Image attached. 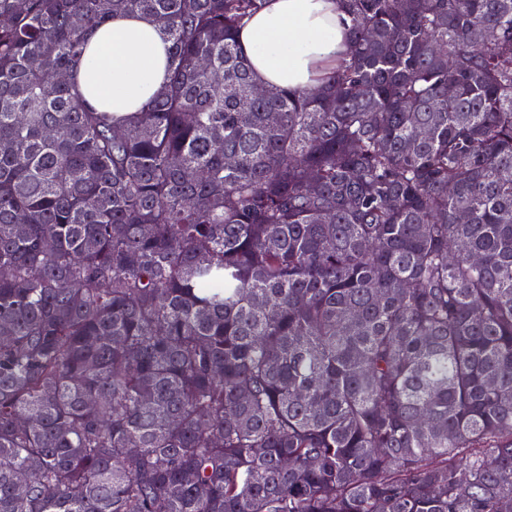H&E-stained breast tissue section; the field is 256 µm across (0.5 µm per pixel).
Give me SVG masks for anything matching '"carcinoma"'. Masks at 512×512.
<instances>
[{
	"label": "carcinoma",
	"mask_w": 512,
	"mask_h": 512,
	"mask_svg": "<svg viewBox=\"0 0 512 512\" xmlns=\"http://www.w3.org/2000/svg\"><path fill=\"white\" fill-rule=\"evenodd\" d=\"M266 2L0 0V512L512 502V0H338L256 98ZM130 12L170 77L119 119L70 77ZM347 25L337 0H269L238 43L259 85L310 89L345 53Z\"/></svg>",
	"instance_id": "carcinoma-1"
}]
</instances>
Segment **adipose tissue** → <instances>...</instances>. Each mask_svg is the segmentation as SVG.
Wrapping results in <instances>:
<instances>
[{
    "mask_svg": "<svg viewBox=\"0 0 512 512\" xmlns=\"http://www.w3.org/2000/svg\"><path fill=\"white\" fill-rule=\"evenodd\" d=\"M347 25L338 0H268L238 43L259 85L310 89L345 53ZM87 54L79 92L118 115L140 110L168 78L169 44L144 15L110 21L91 36Z\"/></svg>",
    "mask_w": 512,
    "mask_h": 512,
    "instance_id": "1",
    "label": "adipose tissue"
}]
</instances>
